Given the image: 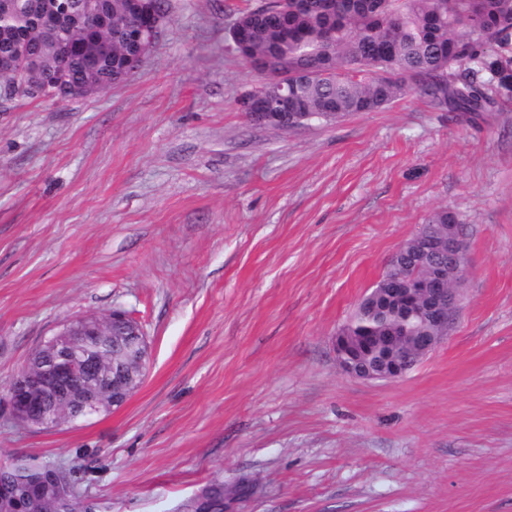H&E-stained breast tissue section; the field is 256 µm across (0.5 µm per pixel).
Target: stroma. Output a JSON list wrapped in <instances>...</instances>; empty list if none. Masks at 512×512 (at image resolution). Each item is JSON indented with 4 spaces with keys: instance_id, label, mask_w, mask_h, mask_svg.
Listing matches in <instances>:
<instances>
[{
    "instance_id": "1",
    "label": "stroma",
    "mask_w": 512,
    "mask_h": 512,
    "mask_svg": "<svg viewBox=\"0 0 512 512\" xmlns=\"http://www.w3.org/2000/svg\"><path fill=\"white\" fill-rule=\"evenodd\" d=\"M257 3L172 0L112 91L0 99V392L75 315L122 308L150 346L91 421L0 403V462L82 465L98 512H179L243 475L236 512H512V107L254 124L229 31ZM440 207L468 259L447 337L403 378L346 374L337 332Z\"/></svg>"
}]
</instances>
